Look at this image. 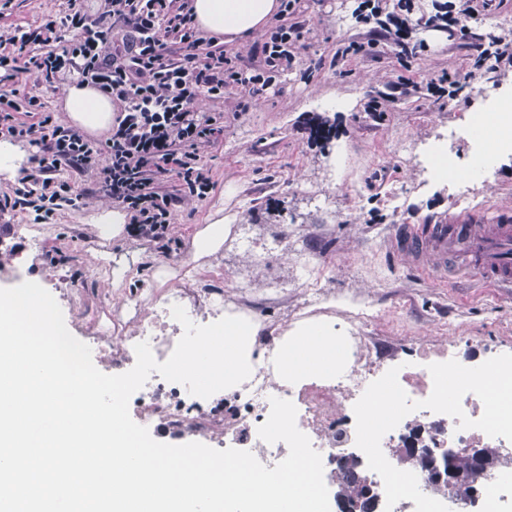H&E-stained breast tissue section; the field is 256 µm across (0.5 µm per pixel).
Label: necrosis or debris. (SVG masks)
<instances>
[{
  "instance_id": "4bbe7bcc",
  "label": "necrosis or debris",
  "mask_w": 512,
  "mask_h": 512,
  "mask_svg": "<svg viewBox=\"0 0 512 512\" xmlns=\"http://www.w3.org/2000/svg\"><path fill=\"white\" fill-rule=\"evenodd\" d=\"M223 279V273L216 270L196 278L185 288L153 294L143 300L118 302L111 313L92 314L88 338L100 348L102 362L116 374L134 366V346L141 341L149 343L157 361H165L184 332L171 314L172 306H182L197 325L222 319L224 291L219 283ZM146 304L151 312L145 318L141 309ZM282 333L280 324H264L259 336L252 339L255 352L263 356L262 364L242 384L206 399L189 394L181 384L152 375L132 395L131 417L142 423H157L165 433L174 436L224 439L231 447L252 452L271 469L287 456L288 447L281 441L264 442L258 436V428L270 415L271 398L289 400L297 408L298 429L308 436L322 457L324 481L332 491L341 480L347 456L358 452L353 407L371 382L390 368L399 367L400 386L411 400L422 401L433 391L429 364L454 359L465 365L472 360L471 352L453 339L441 348H418L414 360L406 361L359 329L347 339L346 355L336 370L278 383L272 377V369ZM458 424V419L449 415L420 409L383 436L381 449L388 461H395L396 449L407 446L411 429L418 427L434 448L459 452L466 448H490L501 452V464L479 477L485 495L498 497L512 486V442L475 428L462 430Z\"/></svg>"
}]
</instances>
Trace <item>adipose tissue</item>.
<instances>
[{
	"label": "adipose tissue",
	"instance_id": "adipose-tissue-1",
	"mask_svg": "<svg viewBox=\"0 0 512 512\" xmlns=\"http://www.w3.org/2000/svg\"><path fill=\"white\" fill-rule=\"evenodd\" d=\"M197 27L221 43L245 44L258 36L280 10V0H191ZM64 110L73 125L88 132L109 129L115 107L109 95L88 84H72L64 94ZM345 330L332 322L308 321L291 333L278 351L276 381L288 376L324 373L344 355Z\"/></svg>",
	"mask_w": 512,
	"mask_h": 512
}]
</instances>
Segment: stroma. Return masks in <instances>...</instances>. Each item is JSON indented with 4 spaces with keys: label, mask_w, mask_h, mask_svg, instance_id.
Masks as SVG:
<instances>
[{
    "label": "stroma",
    "mask_w": 512,
    "mask_h": 512,
    "mask_svg": "<svg viewBox=\"0 0 512 512\" xmlns=\"http://www.w3.org/2000/svg\"><path fill=\"white\" fill-rule=\"evenodd\" d=\"M381 0L383 13L403 27L398 41H373L366 0H305L304 36L291 69L264 94L239 108L241 89L223 98L201 95L197 108L224 115V130L203 156L215 182L207 198L177 204L165 241L131 236L121 228L99 234L93 219L107 207L89 178L85 205L61 211L50 224L32 214L0 215L19 249L21 278L44 287L59 304L66 327L84 335L88 316L117 300L186 285V272L224 271L230 301L241 300L266 322H302L309 267L347 308H335L344 326L358 323L360 303L379 309L363 324L366 335L403 353L454 336L512 354V292L458 277L435 283L393 255L388 237L398 224H427L450 213L495 205L512 209V155L465 178L476 151L469 127L483 110L482 87L512 91V68L475 67L479 46L512 42V0ZM66 0H0V30L37 27L56 17ZM459 16L466 38L449 37L431 18ZM367 44L360 55L350 43ZM415 85L410 94L401 84ZM378 102L377 111L366 108ZM324 135H317V128ZM446 141L459 165L453 182H433L420 160L436 140ZM234 194H226L227 185ZM236 212L221 249L195 258L194 240L207 224ZM124 262L114 282L106 257Z\"/></svg>",
    "instance_id": "obj_1"
}]
</instances>
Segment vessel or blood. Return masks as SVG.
Returning a JSON list of instances; mask_svg holds the SVG:
<instances>
[{
	"mask_svg": "<svg viewBox=\"0 0 512 512\" xmlns=\"http://www.w3.org/2000/svg\"><path fill=\"white\" fill-rule=\"evenodd\" d=\"M389 247L433 280L465 271L476 273L487 285L512 288L511 210H464L432 224H402Z\"/></svg>",
	"mask_w": 512,
	"mask_h": 512,
	"instance_id": "1",
	"label": "vessel or blood"
}]
</instances>
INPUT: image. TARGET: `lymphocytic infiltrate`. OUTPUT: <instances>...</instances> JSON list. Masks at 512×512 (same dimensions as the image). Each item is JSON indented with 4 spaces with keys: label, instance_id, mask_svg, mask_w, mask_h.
<instances>
[{
    "label": "lymphocytic infiltrate",
    "instance_id": "lymphocytic-infiltrate-1",
    "mask_svg": "<svg viewBox=\"0 0 512 512\" xmlns=\"http://www.w3.org/2000/svg\"><path fill=\"white\" fill-rule=\"evenodd\" d=\"M302 14V0H281L259 69L242 67L239 55L203 37L189 0H102L92 16L81 0H69L60 19L0 34V137L38 148L27 185L0 195V213L31 210L49 222L86 198L61 170L91 171L100 192L127 211L134 236L165 240L177 201L167 175L175 174L185 196L198 200L214 187L200 151L216 146L224 115L197 111L196 98L203 92L220 98L229 87L252 94L270 87L293 62ZM71 28L80 30L79 39L66 40ZM24 75L38 86L73 77L110 95L118 110L110 136L98 143L57 123L52 113L37 111L33 96L32 113L21 118L13 87Z\"/></svg>",
    "mask_w": 512,
    "mask_h": 512
}]
</instances>
